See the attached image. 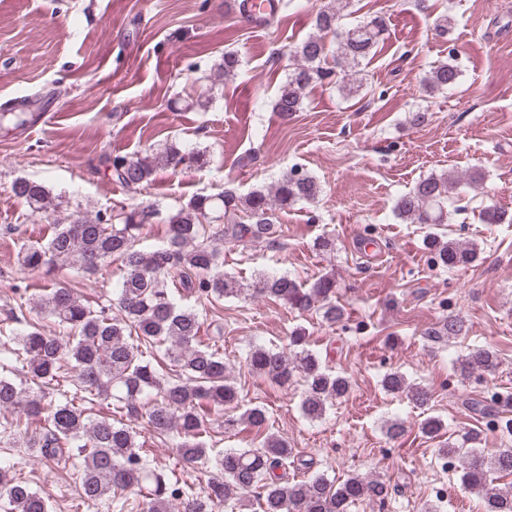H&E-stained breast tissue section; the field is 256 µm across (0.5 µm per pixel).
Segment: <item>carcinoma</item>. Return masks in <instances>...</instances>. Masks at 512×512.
<instances>
[{"label": "carcinoma", "mask_w": 512, "mask_h": 512, "mask_svg": "<svg viewBox=\"0 0 512 512\" xmlns=\"http://www.w3.org/2000/svg\"><path fill=\"white\" fill-rule=\"evenodd\" d=\"M351 0H333L315 14L316 33L293 50L295 67L281 86L272 108L286 123L301 111L306 89L331 77L325 68L329 51L326 38L336 41V69L349 94L359 91L357 75L372 50L384 40L386 19L375 15L350 27H341L342 12ZM247 20L270 25L281 5L253 15L242 3ZM241 66L239 55L224 52L218 76L228 79ZM460 69L453 53L435 66L425 87L440 91L455 86ZM29 112H1L0 125L15 129L30 121ZM204 149H187L168 143L145 155L112 157V181L128 194L140 195L160 169H199L206 166ZM460 178L444 172L430 174L394 202V216L407 224H446L455 203ZM11 193L33 213L49 217L62 204L41 182L17 179ZM320 193L316 179L294 169L270 186L255 185L242 194L224 188L217 194L198 193L186 204L162 214L156 205L138 203L112 208L91 217L78 210L66 224L52 225L44 242L19 245L18 264L23 270L41 269L49 283L31 296L23 289L20 299L29 311L50 318L66 331L55 336L36 320L17 321L5 336L13 365L0 375V409L14 411V418L0 423V439L11 448H26L45 464L58 463L75 450L82 458L80 501L96 508L112 498L138 489L143 512H220L224 505L244 495L255 494L260 512H350L364 498L385 499L389 486L377 476L352 475L335 483L323 475L300 481L288 479V468L309 469L312 462L293 453L288 440L266 435L257 448L213 452L206 426L208 407L236 408L240 395L224 365V332L202 340L204 324L199 311L176 298L180 285L200 304L240 296L244 285L224 272V246L247 247L261 238L279 233V215L300 202H313ZM168 225L162 244L141 247V231L152 224ZM427 249L445 268L466 266L476 260L477 246L443 241L433 234ZM109 259L121 262L124 274L113 304L91 306L72 289L54 281L58 265L90 277ZM249 287L253 293L274 298L306 313L312 309L334 323L343 315L333 299L336 281L325 274L311 284L288 274L258 273ZM464 320L450 315L428 331L435 340L459 336ZM309 335L299 326L289 336L287 354L276 347H256L247 365L256 374L282 386L298 378L304 391L301 411L309 420L322 418L327 405L345 396L349 380L334 373L325 361L308 349ZM164 350L174 373H165L153 363ZM496 355L488 348L465 355L458 363L463 377L491 372ZM70 378L79 399L60 400L55 386ZM385 391L401 394L417 406H425L431 393L407 382L398 372L381 381ZM86 407L76 406V401ZM102 401L116 407L128 422L92 413ZM147 418L160 437L177 435L176 454L185 467L212 462L222 479L212 481L205 492H194L164 471L151 467L136 443L132 423ZM268 421L265 407L246 409L238 418L224 417V425L241 422L261 429ZM512 474V448L464 457L462 481L483 500L484 512H512V487L493 486L491 475ZM0 512H50L47 501L22 478H6L0 469Z\"/></svg>", "instance_id": "carcinoma-1"}]
</instances>
